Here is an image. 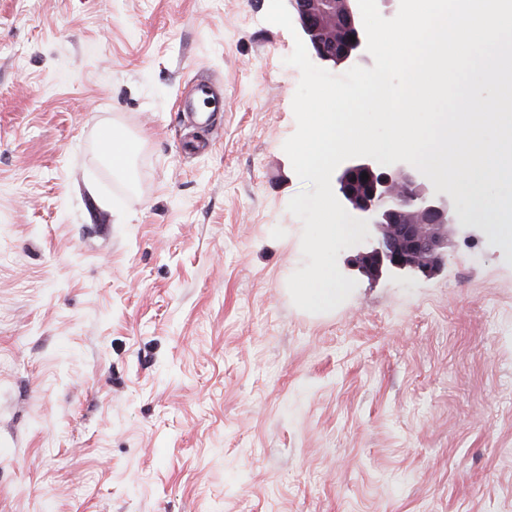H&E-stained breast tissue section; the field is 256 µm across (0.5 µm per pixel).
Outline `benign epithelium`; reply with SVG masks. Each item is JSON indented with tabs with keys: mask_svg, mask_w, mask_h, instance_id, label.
<instances>
[{
	"mask_svg": "<svg viewBox=\"0 0 512 512\" xmlns=\"http://www.w3.org/2000/svg\"><path fill=\"white\" fill-rule=\"evenodd\" d=\"M303 38L323 63L367 59L358 0H287ZM368 177H362V174ZM336 198L355 218L368 222L369 236L355 267L370 278L384 273L430 274L451 241L456 223L451 197L407 163L382 166L371 158L336 168Z\"/></svg>",
	"mask_w": 512,
	"mask_h": 512,
	"instance_id": "7a95c632",
	"label": "benign epithelium"
}]
</instances>
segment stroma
<instances>
[{
	"label": "stroma",
	"mask_w": 512,
	"mask_h": 512,
	"mask_svg": "<svg viewBox=\"0 0 512 512\" xmlns=\"http://www.w3.org/2000/svg\"><path fill=\"white\" fill-rule=\"evenodd\" d=\"M269 0H0V512H512V265L297 308ZM224 90L208 151L176 112ZM134 141L120 171L99 133Z\"/></svg>",
	"instance_id": "obj_1"
}]
</instances>
